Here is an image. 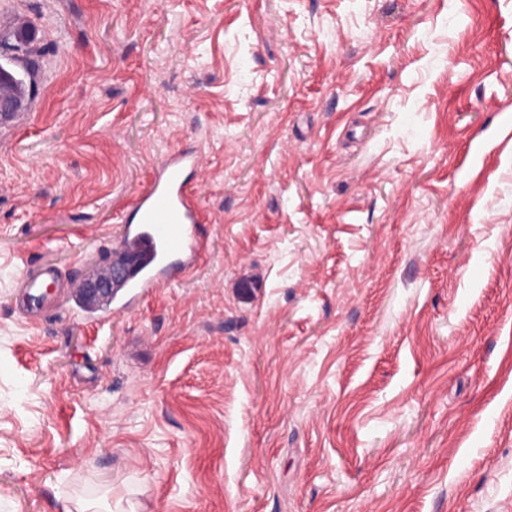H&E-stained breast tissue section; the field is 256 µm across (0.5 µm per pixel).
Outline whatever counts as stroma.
<instances>
[{
	"label": "stroma",
	"mask_w": 512,
	"mask_h": 512,
	"mask_svg": "<svg viewBox=\"0 0 512 512\" xmlns=\"http://www.w3.org/2000/svg\"><path fill=\"white\" fill-rule=\"evenodd\" d=\"M23 21L0 512H512V0H0ZM183 147L206 259L95 319L70 281ZM15 67H18L21 72L16 70L8 69L3 64H0V72L3 69L9 78V82L2 81L0 82V90L1 92L7 91L9 93H18L21 96L22 104L20 109L17 112H20L26 108L28 105V100L30 98L31 86L34 81V72L29 67L28 63L24 61L20 55L16 58V64L11 61L8 62ZM57 278L54 267H43L36 276L29 277L24 282L25 297L29 302L44 303L50 298L47 288H52Z\"/></svg>",
	"instance_id": "stroma-1"
}]
</instances>
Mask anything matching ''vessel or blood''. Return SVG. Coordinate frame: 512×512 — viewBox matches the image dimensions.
<instances>
[{"label":"vessel or blood","instance_id":"1","mask_svg":"<svg viewBox=\"0 0 512 512\" xmlns=\"http://www.w3.org/2000/svg\"><path fill=\"white\" fill-rule=\"evenodd\" d=\"M199 166L196 150L171 151L138 193L112 255L113 263L128 265L129 273L113 283L112 296L101 304V311L121 310L151 289L180 280L200 262L207 239L200 231L201 212L189 183ZM56 278L51 266L27 278V301L46 302Z\"/></svg>","mask_w":512,"mask_h":512}]
</instances>
